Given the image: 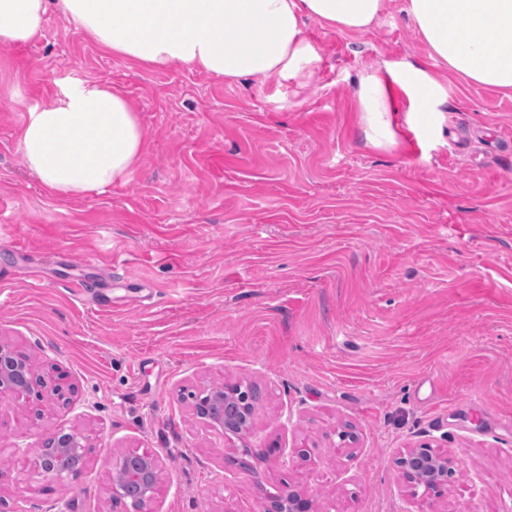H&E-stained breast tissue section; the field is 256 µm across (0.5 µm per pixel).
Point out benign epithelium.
<instances>
[{"label": "benign epithelium", "mask_w": 512, "mask_h": 512, "mask_svg": "<svg viewBox=\"0 0 512 512\" xmlns=\"http://www.w3.org/2000/svg\"><path fill=\"white\" fill-rule=\"evenodd\" d=\"M11 396L25 401L35 397L41 402H68L65 390L55 378L33 371L29 357L16 347L0 343V398ZM256 410V392L252 386L222 384L209 386L195 396L194 411L206 425L221 429L227 438L250 432ZM87 436L75 429L58 428L42 440L34 461V470L43 477L63 480L78 476L86 463ZM112 472V504L130 502L133 512H156L163 458L152 452L127 450L109 461ZM411 486V495L439 498L456 475L455 459L429 446L408 448L397 458ZM312 500L288 489L269 497L267 512H312Z\"/></svg>", "instance_id": "obj_1"}]
</instances>
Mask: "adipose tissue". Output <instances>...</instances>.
I'll return each instance as SVG.
<instances>
[{
    "label": "adipose tissue",
    "mask_w": 512,
    "mask_h": 512,
    "mask_svg": "<svg viewBox=\"0 0 512 512\" xmlns=\"http://www.w3.org/2000/svg\"><path fill=\"white\" fill-rule=\"evenodd\" d=\"M385 8L386 0H0V45L42 36L55 11L100 48L133 62L181 64L264 85L314 74L320 56L304 33L305 20L363 33ZM406 12L436 65L512 94V0H407ZM447 100L444 84L410 59L372 66L356 97L367 145L396 146L400 127L426 126ZM145 146L126 97L86 80L67 81L29 109L17 137L29 173L66 200L126 181Z\"/></svg>",
    "instance_id": "ef3b65f1"
}]
</instances>
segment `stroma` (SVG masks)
Segmentation results:
<instances>
[{"label": "stroma", "mask_w": 512, "mask_h": 512, "mask_svg": "<svg viewBox=\"0 0 512 512\" xmlns=\"http://www.w3.org/2000/svg\"><path fill=\"white\" fill-rule=\"evenodd\" d=\"M405 6L364 33L306 21L312 79L262 87L144 67L57 14L0 47V340L73 390L39 419L0 398V512H126L107 460L132 449L164 459L158 512H264L285 487L315 512H512V97L445 77L436 128L367 146L365 68L433 65ZM75 78L122 92L148 147L64 200L16 133ZM225 382L260 393L241 439L192 412ZM57 427L91 444L64 482L32 466ZM423 443L459 469L410 503L395 460Z\"/></svg>", "instance_id": "35a3bbf8"}]
</instances>
